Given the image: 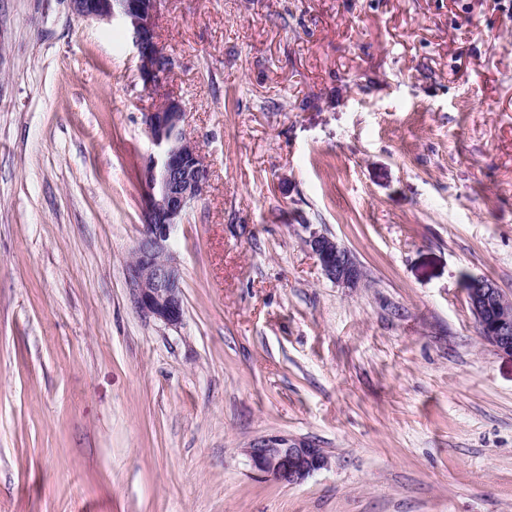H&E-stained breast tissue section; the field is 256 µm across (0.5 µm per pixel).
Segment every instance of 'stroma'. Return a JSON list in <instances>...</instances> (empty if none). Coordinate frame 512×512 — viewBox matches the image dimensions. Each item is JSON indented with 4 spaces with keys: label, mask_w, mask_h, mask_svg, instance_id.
<instances>
[{
    "label": "stroma",
    "mask_w": 512,
    "mask_h": 512,
    "mask_svg": "<svg viewBox=\"0 0 512 512\" xmlns=\"http://www.w3.org/2000/svg\"><path fill=\"white\" fill-rule=\"evenodd\" d=\"M157 32L148 91L121 23L0 0V512H512V354L465 288L512 299V0H160ZM168 96L210 173L177 328L126 275ZM269 435L328 467L259 477ZM304 242L330 281L342 288H357L361 284V265L344 244L315 230L310 231Z\"/></svg>",
    "instance_id": "obj_1"
}]
</instances>
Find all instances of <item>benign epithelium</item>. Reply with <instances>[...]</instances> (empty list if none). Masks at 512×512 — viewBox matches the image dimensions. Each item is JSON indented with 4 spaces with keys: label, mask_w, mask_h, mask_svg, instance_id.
<instances>
[{
    "label": "benign epithelium",
    "mask_w": 512,
    "mask_h": 512,
    "mask_svg": "<svg viewBox=\"0 0 512 512\" xmlns=\"http://www.w3.org/2000/svg\"><path fill=\"white\" fill-rule=\"evenodd\" d=\"M159 0H68L73 17L109 24L118 18L127 27L139 74L151 89L173 69L174 60L161 47L157 33ZM181 101L166 97L144 113L145 132L154 152L145 160L140 180L144 191V224L137 239L127 279L135 308L169 327L184 318L182 270L171 241L188 207L205 193L209 171L197 145L184 131ZM305 244L325 276L342 288H356L363 270L355 255L335 238L315 230ZM467 297L484 340L498 351L512 353V302L486 277L469 282ZM259 476L294 485L327 467L321 448L285 436H267L245 450Z\"/></svg>",
    "instance_id": "obj_1"
}]
</instances>
